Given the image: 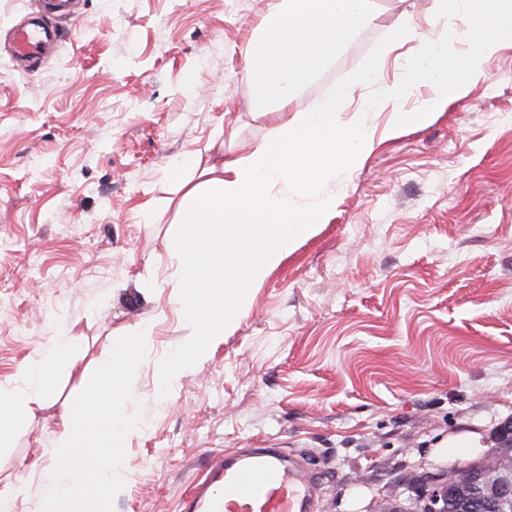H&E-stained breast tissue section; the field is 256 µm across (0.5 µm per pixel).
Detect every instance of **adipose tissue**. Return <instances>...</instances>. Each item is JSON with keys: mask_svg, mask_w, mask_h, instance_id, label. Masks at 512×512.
<instances>
[{"mask_svg": "<svg viewBox=\"0 0 512 512\" xmlns=\"http://www.w3.org/2000/svg\"><path fill=\"white\" fill-rule=\"evenodd\" d=\"M367 0H274L244 49L251 108L279 120L249 157L218 152L198 179L171 175L182 191L174 242L178 306L190 329L185 344L157 367L160 394L204 361L250 301V290L289 256L336 207L325 185L359 168L375 132L364 115L343 120L355 87L330 92L313 110L295 112L298 88L335 60L360 23ZM418 52L403 80L382 86L369 110H390L393 138L429 122L463 95L485 61L512 45V0H435L429 30L405 22L392 34ZM463 51L452 50V43ZM429 89L411 112L401 102L417 83ZM71 339L50 341L13 379L0 381V447L11 444L36 403L47 401L61 367L72 366Z\"/></svg>", "mask_w": 512, "mask_h": 512, "instance_id": "ef3b65f1", "label": "adipose tissue"}]
</instances>
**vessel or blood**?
<instances>
[{"label":"vessel or blood","instance_id":"vessel-or-blood-1","mask_svg":"<svg viewBox=\"0 0 512 512\" xmlns=\"http://www.w3.org/2000/svg\"><path fill=\"white\" fill-rule=\"evenodd\" d=\"M19 54L32 57L50 43L42 28L16 30ZM319 477L288 463L273 449L254 448L230 454L215 467L213 484L195 489L187 502L190 512H313Z\"/></svg>","mask_w":512,"mask_h":512}]
</instances>
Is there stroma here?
Returning <instances> with one entry per match:
<instances>
[{
	"mask_svg": "<svg viewBox=\"0 0 512 512\" xmlns=\"http://www.w3.org/2000/svg\"><path fill=\"white\" fill-rule=\"evenodd\" d=\"M0 0V381L50 337H73L10 447L0 488L38 512L64 409L114 341L148 330L127 412L113 512H182L219 455L277 448L321 476L316 512H379L413 471L448 470L496 446L512 419V45L428 123L383 138L337 177L328 223L251 294L210 356L169 396L155 366L190 330L172 288L182 194L170 172L210 146L249 155L274 126L250 106L242 50L273 0ZM433 0H371L337 57L296 93L313 107L379 61L402 79L413 44L381 49ZM57 34L13 54L28 19ZM153 205L144 215V202Z\"/></svg>",
	"mask_w": 512,
	"mask_h": 512,
	"instance_id": "obj_1",
	"label": "stroma"
}]
</instances>
